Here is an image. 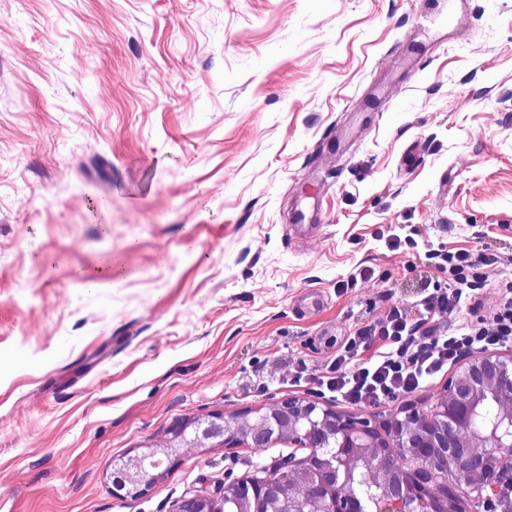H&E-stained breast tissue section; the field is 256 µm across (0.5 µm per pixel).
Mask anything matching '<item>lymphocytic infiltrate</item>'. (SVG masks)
<instances>
[{
    "label": "lymphocytic infiltrate",
    "instance_id": "obj_1",
    "mask_svg": "<svg viewBox=\"0 0 512 512\" xmlns=\"http://www.w3.org/2000/svg\"><path fill=\"white\" fill-rule=\"evenodd\" d=\"M459 292L428 294L418 316L394 310L349 339L345 353L326 372L311 377L312 391L354 405H374L422 388L431 377L475 349L512 342V297H506L491 322L461 321L450 334L434 323L459 302Z\"/></svg>",
    "mask_w": 512,
    "mask_h": 512
}]
</instances>
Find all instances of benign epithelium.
I'll use <instances>...</instances> for the list:
<instances>
[{"label":"benign epithelium","mask_w":512,"mask_h":512,"mask_svg":"<svg viewBox=\"0 0 512 512\" xmlns=\"http://www.w3.org/2000/svg\"><path fill=\"white\" fill-rule=\"evenodd\" d=\"M466 380L451 378L448 380V399L442 402L443 419L437 422L433 418L418 417V424L399 432L398 419H387L390 430L385 438L384 449L375 459V469L390 477L394 482V491L385 506V512H392L404 502L415 504V512H466L468 504L480 501L487 512H496L499 497L512 493V484H501L487 479L473 483H461L455 471L464 465L480 475H486L491 466L502 471L512 470V439L504 441L498 437L487 439L484 444L472 449L465 443L461 420L469 401L470 390L491 388L499 393H512V368L503 364L491 351L473 359L462 371ZM312 407L302 404L298 398H287L278 405L264 411L255 409L253 413L261 415L264 426L252 430L247 435L236 433L228 426L229 419L220 415L209 420L205 426L200 419L187 417L175 421L166 431L162 443L147 445L141 453L128 459L114 472L113 484L128 495H142L161 478L162 473L171 472L182 464L185 449L222 445L233 437L247 448H263L275 435L279 438L298 439L293 424L301 419L310 418ZM380 427L367 420H339L336 415L323 414L317 425L306 430L305 448H319L322 441L338 432L344 438L361 437L374 441ZM401 448H420L428 441L433 447L446 449L445 472L436 471L425 464L410 470L400 466V458L393 441ZM163 454L168 460L164 472H146L141 467L142 460ZM297 465H312L313 474L300 488L299 495L312 505L316 512H347L348 500L342 495V484L336 468L329 463L309 455L295 460ZM280 492L279 484L267 480L260 493L253 495L250 512H267L268 504L275 500ZM224 502L209 497H193L182 501L179 512H223Z\"/></svg>","instance_id":"1"}]
</instances>
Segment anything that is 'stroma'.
Segmentation results:
<instances>
[{"label":"stroma","mask_w":512,"mask_h":512,"mask_svg":"<svg viewBox=\"0 0 512 512\" xmlns=\"http://www.w3.org/2000/svg\"><path fill=\"white\" fill-rule=\"evenodd\" d=\"M440 246L493 258L489 317L512 281V0H0V512H178L305 456L190 448L143 496L112 484L182 417L311 399L300 369L456 289ZM459 371L325 404L429 415ZM320 214V193L312 192L304 196L303 205L295 214V231L298 235H309L318 228L316 224Z\"/></svg>","instance_id":"1"}]
</instances>
